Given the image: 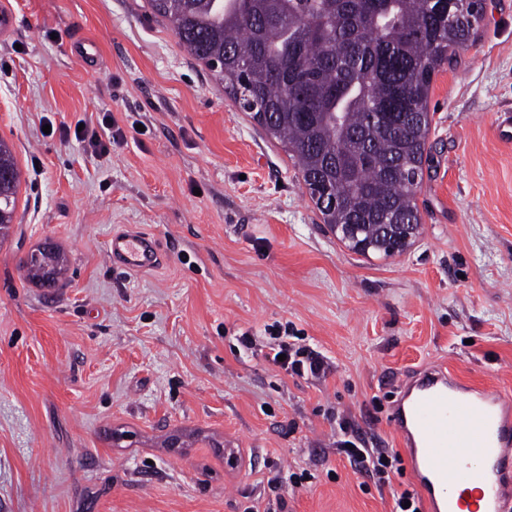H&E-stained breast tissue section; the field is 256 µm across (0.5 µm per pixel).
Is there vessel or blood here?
<instances>
[{
  "label": "vessel or blood",
  "instance_id": "vessel-or-blood-1",
  "mask_svg": "<svg viewBox=\"0 0 512 512\" xmlns=\"http://www.w3.org/2000/svg\"><path fill=\"white\" fill-rule=\"evenodd\" d=\"M105 258L129 272L161 263L136 231L114 233ZM391 422L428 512H512V397L428 364L400 381Z\"/></svg>",
  "mask_w": 512,
  "mask_h": 512
}]
</instances>
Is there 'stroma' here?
Listing matches in <instances>:
<instances>
[{"instance_id":"1","label":"stroma","mask_w":512,"mask_h":512,"mask_svg":"<svg viewBox=\"0 0 512 512\" xmlns=\"http://www.w3.org/2000/svg\"><path fill=\"white\" fill-rule=\"evenodd\" d=\"M9 3L0 139L20 183L0 242V512H390L414 487L408 461L385 488L355 473L337 419L403 452L395 385L427 363L512 395V143L494 125L512 108V0H489L433 75L421 230L391 257L327 229L283 145L150 0ZM105 112L125 139L96 156L73 128ZM121 230L153 238L162 265L110 266ZM45 245L67 259L50 295L21 270ZM283 323L328 357L326 379L267 360Z\"/></svg>"}]
</instances>
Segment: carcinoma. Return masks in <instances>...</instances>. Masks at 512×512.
<instances>
[{"label":"carcinoma","mask_w":512,"mask_h":512,"mask_svg":"<svg viewBox=\"0 0 512 512\" xmlns=\"http://www.w3.org/2000/svg\"><path fill=\"white\" fill-rule=\"evenodd\" d=\"M188 52L287 149L323 222L353 251L393 256L419 234L416 195L436 70L474 38L484 0H151ZM0 240L19 170L0 139ZM26 279L53 286L40 247Z\"/></svg>","instance_id":"obj_1"}]
</instances>
